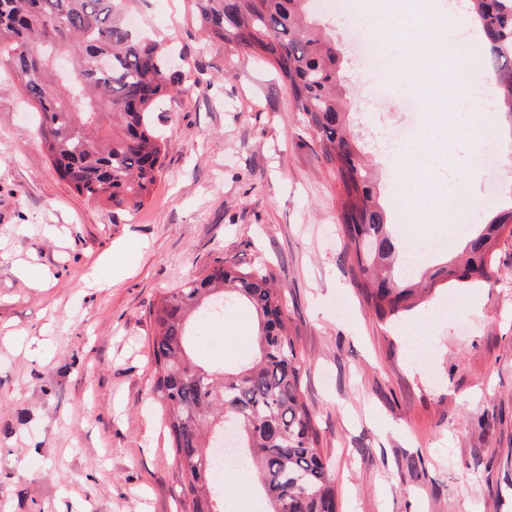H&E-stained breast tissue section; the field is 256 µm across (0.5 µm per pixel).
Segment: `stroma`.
<instances>
[{
  "instance_id": "obj_1",
  "label": "stroma",
  "mask_w": 512,
  "mask_h": 512,
  "mask_svg": "<svg viewBox=\"0 0 512 512\" xmlns=\"http://www.w3.org/2000/svg\"><path fill=\"white\" fill-rule=\"evenodd\" d=\"M313 0L342 47L346 85L396 233L407 224L383 136L407 119L419 80L379 94L347 39L359 14ZM137 15L195 62L204 85L152 120L163 165L133 212L77 193L42 148L36 114L0 70V512H181V475L152 400L153 304L216 259L265 261L305 362L304 397L331 460L336 512H512V235L490 285L437 291L425 320L368 308L340 261L339 190L272 67L208 42L186 0H140ZM494 143L470 191L512 183ZM252 325L225 315L222 357H247ZM431 350L430 365L414 349Z\"/></svg>"
}]
</instances>
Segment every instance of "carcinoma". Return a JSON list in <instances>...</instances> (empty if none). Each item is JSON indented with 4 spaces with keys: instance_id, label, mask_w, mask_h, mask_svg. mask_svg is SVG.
Listing matches in <instances>:
<instances>
[{
    "instance_id": "obj_1",
    "label": "carcinoma",
    "mask_w": 512,
    "mask_h": 512,
    "mask_svg": "<svg viewBox=\"0 0 512 512\" xmlns=\"http://www.w3.org/2000/svg\"><path fill=\"white\" fill-rule=\"evenodd\" d=\"M135 0H0V63H8L27 103L40 114L38 133L59 176L115 211L139 207L162 170L163 142L150 114L164 99L201 85L191 70L170 71L161 43L129 19ZM311 0H191L212 40L240 47L273 66L285 81L305 127L316 136L341 197L337 215L355 285L377 317L398 319L442 286L489 280L495 247L512 234V205L500 200L478 224L462 261L423 271L395 267L401 242L391 230L378 179L360 163L351 123L343 55L321 37ZM470 21L484 38L483 66L500 89L512 121V0H471ZM110 68L101 72L95 60ZM217 303L241 308L257 326L254 354L236 371L192 357L201 334L194 322ZM154 377L151 391L165 409L170 448L182 473L184 512H224V492L211 467L214 436L232 425L249 493L260 486L269 512H336L321 432L303 397V365L288 331L273 275L264 266H216L164 295L150 311Z\"/></svg>"
}]
</instances>
